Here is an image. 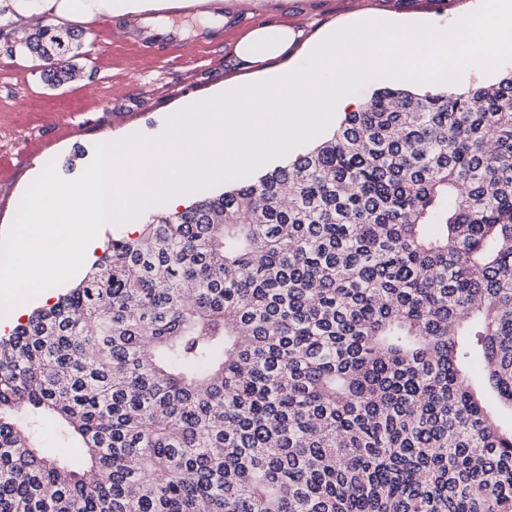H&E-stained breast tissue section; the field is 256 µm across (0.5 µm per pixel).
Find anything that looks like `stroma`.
<instances>
[{"label":"stroma","mask_w":512,"mask_h":512,"mask_svg":"<svg viewBox=\"0 0 512 512\" xmlns=\"http://www.w3.org/2000/svg\"><path fill=\"white\" fill-rule=\"evenodd\" d=\"M205 0H172L166 14L182 37L180 63L115 39L123 15L97 14L74 22L84 35V56L70 82L46 84L36 63L26 59L16 36L53 24L52 13L29 18L20 0H0V237L12 226L21 200L44 163H55L64 178H76L92 162L104 138L141 132L159 134L169 114L237 86L255 82L231 45L253 26L288 24L303 29L288 54L266 64L270 72L298 66L310 48L334 30L356 22L359 8L373 20L427 22L449 26L476 10L481 0H261L250 13L225 21L222 45L195 42L199 28L215 17Z\"/></svg>","instance_id":"stroma-1"}]
</instances>
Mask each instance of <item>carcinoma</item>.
Here are the masks:
<instances>
[{
  "mask_svg": "<svg viewBox=\"0 0 512 512\" xmlns=\"http://www.w3.org/2000/svg\"><path fill=\"white\" fill-rule=\"evenodd\" d=\"M81 46L23 44L52 86ZM482 385L512 408V72L378 88L313 149L108 240L0 338V512H512ZM508 71H512V62L505 63L504 65L499 67L496 71H494L491 74H484L478 68H470L464 73L461 82L456 85H443V84L431 83L429 85L414 84V87H416L418 90H421V91H427V90L436 89V88L430 87V86L441 85L438 88L448 87V90L458 91L457 89H459L460 92H464L467 90L466 87L489 84V83L495 81L500 74L508 72ZM461 85H465L466 87H460ZM127 231H128L127 224L124 226H121V227H116V226H112V225L105 226L99 233V236L101 238V247L98 250L97 254L92 259H90L85 264H83V266L81 267L79 272L71 280H69L68 282H66L63 285L54 287L56 296H57V293H61L64 289L78 283L85 276V274L89 270L92 263L97 259V256L101 255L102 248H103L104 244L107 242L109 236L110 237L115 236V235H126L127 236V235H129V233ZM37 432L40 437L41 446L48 453L52 455L65 454L70 457L77 455L79 448H73L72 445L62 441L50 427L43 426Z\"/></svg>",
  "mask_w": 512,
  "mask_h": 512,
  "instance_id": "1",
  "label": "carcinoma"
}]
</instances>
